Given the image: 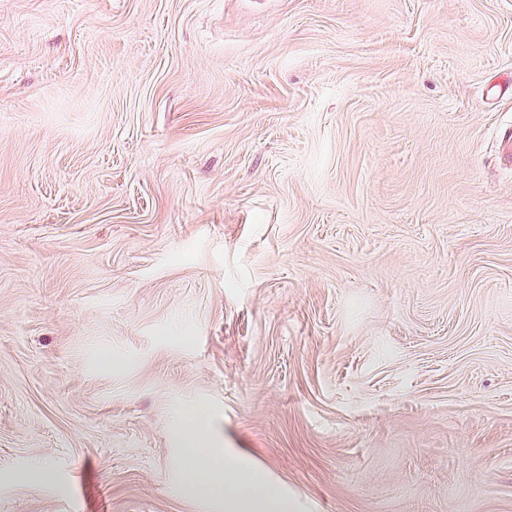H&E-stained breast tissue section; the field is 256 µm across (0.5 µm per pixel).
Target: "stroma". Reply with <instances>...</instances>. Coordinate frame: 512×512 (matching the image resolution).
<instances>
[{
    "mask_svg": "<svg viewBox=\"0 0 512 512\" xmlns=\"http://www.w3.org/2000/svg\"><path fill=\"white\" fill-rule=\"evenodd\" d=\"M512 0H0V512H512ZM51 479H43V471ZM205 416L200 410L187 415L184 441L186 484L194 496H224L225 512H288V501L263 474L242 457L209 447Z\"/></svg>",
    "mask_w": 512,
    "mask_h": 512,
    "instance_id": "obj_1",
    "label": "stroma"
}]
</instances>
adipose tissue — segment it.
Instances as JSON below:
<instances>
[{"instance_id": "ef3b65f1", "label": "adipose tissue", "mask_w": 512, "mask_h": 512, "mask_svg": "<svg viewBox=\"0 0 512 512\" xmlns=\"http://www.w3.org/2000/svg\"><path fill=\"white\" fill-rule=\"evenodd\" d=\"M184 441L187 493L223 496L224 512H289L288 501L263 474L242 457L209 447L202 411L188 414Z\"/></svg>"}]
</instances>
